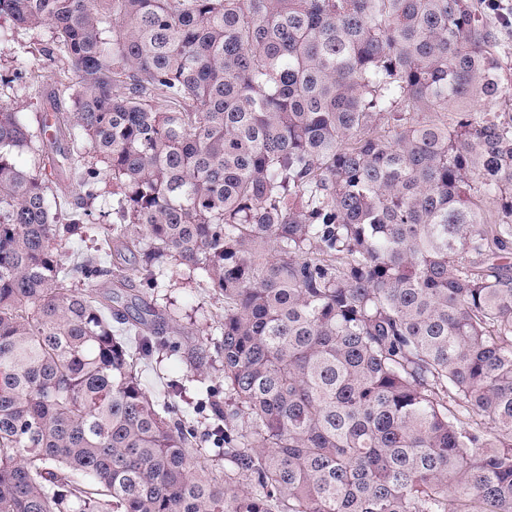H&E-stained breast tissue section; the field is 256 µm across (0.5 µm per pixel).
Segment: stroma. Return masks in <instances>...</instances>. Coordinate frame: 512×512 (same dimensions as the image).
Segmentation results:
<instances>
[{
	"instance_id": "obj_1",
	"label": "stroma",
	"mask_w": 512,
	"mask_h": 512,
	"mask_svg": "<svg viewBox=\"0 0 512 512\" xmlns=\"http://www.w3.org/2000/svg\"><path fill=\"white\" fill-rule=\"evenodd\" d=\"M48 39V32L32 37L0 19V104H10L21 112L34 133L39 131L45 113H53L64 122L73 110L71 99L59 92L58 77L65 60L45 56L40 50ZM138 291L156 308L176 312L183 336L178 354L158 351L143 364L142 380L159 397L167 395L171 385H181L182 391L172 398V404L197 426L209 469H223L224 458L216 453L223 442L211 431L210 418L215 402L224 397V380L212 370L206 382H199L190 354L194 340L209 334L224 304L205 284L179 275L155 288L139 286Z\"/></svg>"
}]
</instances>
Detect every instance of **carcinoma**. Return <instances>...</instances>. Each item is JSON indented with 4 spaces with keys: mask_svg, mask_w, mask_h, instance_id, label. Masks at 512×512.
Listing matches in <instances>:
<instances>
[{
    "mask_svg": "<svg viewBox=\"0 0 512 512\" xmlns=\"http://www.w3.org/2000/svg\"><path fill=\"white\" fill-rule=\"evenodd\" d=\"M76 78L63 136L112 174L104 247L19 169L0 105V512H512V106L471 0H0ZM137 253L106 266L111 246ZM224 313V475L145 388L178 328L132 283ZM107 277L98 292L73 284Z\"/></svg>",
    "mask_w": 512,
    "mask_h": 512,
    "instance_id": "obj_1",
    "label": "carcinoma"
}]
</instances>
